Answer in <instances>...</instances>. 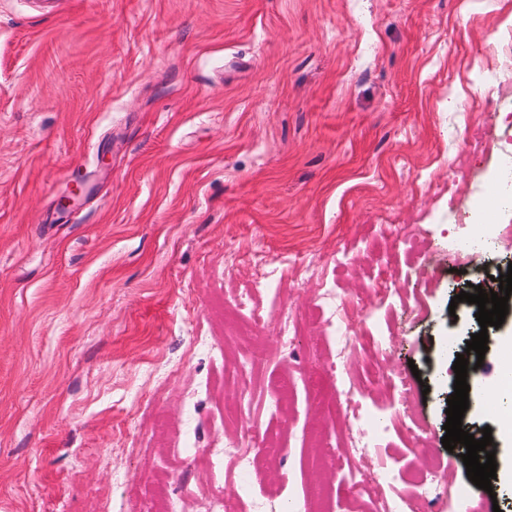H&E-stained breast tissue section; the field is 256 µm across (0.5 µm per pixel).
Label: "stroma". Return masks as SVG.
Listing matches in <instances>:
<instances>
[{
	"instance_id": "1",
	"label": "stroma",
	"mask_w": 512,
	"mask_h": 512,
	"mask_svg": "<svg viewBox=\"0 0 512 512\" xmlns=\"http://www.w3.org/2000/svg\"><path fill=\"white\" fill-rule=\"evenodd\" d=\"M53 2L0 0V512H138L160 484L182 512L235 499L205 455L236 430V386L196 335L259 358L256 390L297 379L262 420L289 448L265 488L375 512L380 462L409 500L434 465L468 485L464 446L441 439L448 337L478 327L453 298L479 278L448 254L468 224L446 207L512 123V78L494 80L512 0ZM261 250L326 269L281 273L309 317L288 349L271 325L224 334ZM323 282L376 315L351 376L381 398V375L414 365L429 388L416 432L355 458L308 386L336 357L312 317ZM487 426L500 466L481 498L512 512V440L495 409L465 412Z\"/></svg>"
}]
</instances>
